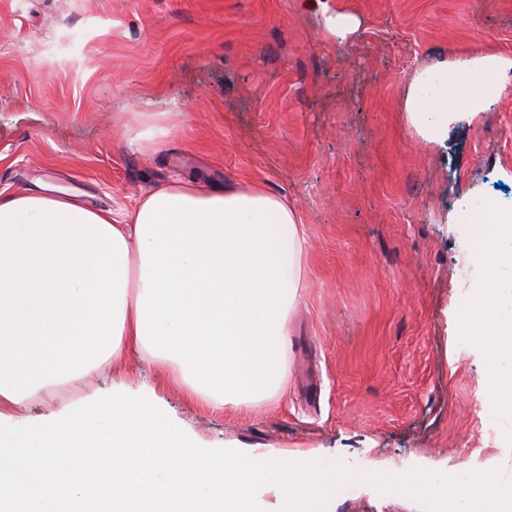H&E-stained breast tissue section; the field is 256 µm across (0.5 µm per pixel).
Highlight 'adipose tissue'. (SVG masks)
I'll return each mask as SVG.
<instances>
[{
    "label": "adipose tissue",
    "mask_w": 512,
    "mask_h": 512,
    "mask_svg": "<svg viewBox=\"0 0 512 512\" xmlns=\"http://www.w3.org/2000/svg\"><path fill=\"white\" fill-rule=\"evenodd\" d=\"M512 86V58L421 68L407 121L441 144L456 116L477 115ZM306 237L297 211L259 186L177 181L124 218L49 187L0 194V512H323L356 480L387 494L455 498L462 512H506L512 494L483 471L454 481L422 472H342L335 459L257 446L199 447L147 398L123 392L20 425L33 397L80 382L131 350L177 368L212 409L250 405L284 374L288 314L302 288ZM489 275L461 315L483 342L486 384L512 412V316Z\"/></svg>",
    "instance_id": "adipose-tissue-1"
}]
</instances>
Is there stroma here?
Returning <instances> with one entry per match:
<instances>
[{
	"mask_svg": "<svg viewBox=\"0 0 512 512\" xmlns=\"http://www.w3.org/2000/svg\"><path fill=\"white\" fill-rule=\"evenodd\" d=\"M328 7L359 29L337 38ZM479 54L512 58V0H0L1 194L51 186L120 216L178 179L259 184L307 239L282 394L214 412L128 353L30 423L120 388L203 447L512 486V418L490 429L484 351L458 325L492 257L468 243L475 204L512 207V89L442 145L404 110L417 69ZM133 112L167 113L170 135L139 150ZM331 510L427 512L363 481Z\"/></svg>",
	"mask_w": 512,
	"mask_h": 512,
	"instance_id": "1",
	"label": "stroma"
}]
</instances>
